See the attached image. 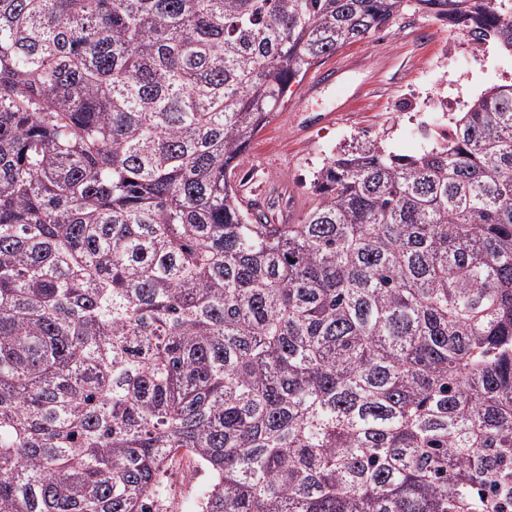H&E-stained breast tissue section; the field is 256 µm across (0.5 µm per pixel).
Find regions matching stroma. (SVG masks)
Returning <instances> with one entry per match:
<instances>
[{"label":"stroma","instance_id":"obj_1","mask_svg":"<svg viewBox=\"0 0 512 512\" xmlns=\"http://www.w3.org/2000/svg\"><path fill=\"white\" fill-rule=\"evenodd\" d=\"M334 82L294 84L284 104L240 158L235 178L245 200L275 207L295 224L313 206L312 173L333 151L375 142L412 155L433 142L444 97L449 113L466 111L481 93L512 84V53L491 44L473 50L467 37L415 5L384 29L325 58Z\"/></svg>","mask_w":512,"mask_h":512}]
</instances>
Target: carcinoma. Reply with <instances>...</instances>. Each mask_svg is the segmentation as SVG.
Here are the masks:
<instances>
[{
  "mask_svg": "<svg viewBox=\"0 0 512 512\" xmlns=\"http://www.w3.org/2000/svg\"><path fill=\"white\" fill-rule=\"evenodd\" d=\"M407 0H0V512H512V84L298 224L233 172ZM512 52V0H415Z\"/></svg>",
  "mask_w": 512,
  "mask_h": 512,
  "instance_id": "cac0c4a2",
  "label": "carcinoma"
}]
</instances>
